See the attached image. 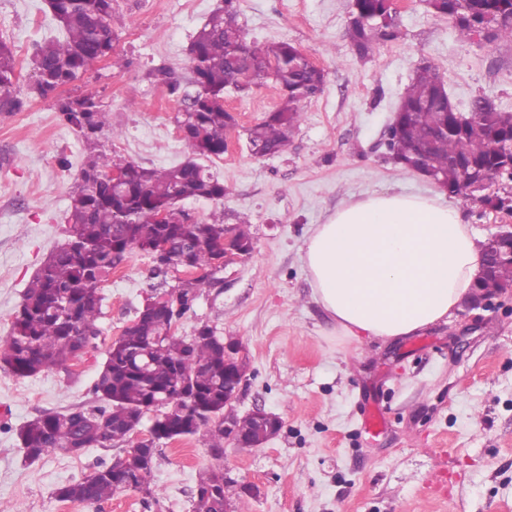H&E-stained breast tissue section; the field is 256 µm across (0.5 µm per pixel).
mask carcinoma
Segmentation results:
<instances>
[{
  "label": "carcinoma",
  "instance_id": "1",
  "mask_svg": "<svg viewBox=\"0 0 512 512\" xmlns=\"http://www.w3.org/2000/svg\"><path fill=\"white\" fill-rule=\"evenodd\" d=\"M426 2L433 13L455 18L463 38L475 35L478 22L492 35L512 41V25L498 23L499 16L512 15V0ZM49 6L64 37L37 46L32 62L41 78L28 86L29 99L49 98L58 86L77 79L102 49L112 48L114 0H49ZM398 36L391 0H350L347 37L359 57L369 54L375 40L393 41ZM188 54L194 93L161 72L167 93L184 103L175 123L190 158L176 167H145L98 149L100 137L118 133L93 97L58 104L63 120L97 151L81 168L70 195L64 240L33 275L9 334L0 336V363L20 377L67 369L90 343L82 330L93 329L102 313L101 284L134 250L152 259L149 278L157 284L148 298L168 291L177 297L152 311L140 307L134 324L109 347L93 383V394L105 405L78 406L28 422L19 430L25 455L35 461L57 451L79 455L95 445H121L143 410L180 389L192 397L189 412L157 422L150 444L136 449L125 466L100 467L79 482L57 488L56 496L63 501L96 504L111 498L120 486L151 494L153 458L165 438H197L209 448L224 447V428L211 426L208 420L232 405L236 385L245 377L246 363L231 354L216 328L203 324L190 336L172 333L174 321L192 308L210 282L199 279L172 287L169 279L186 261L209 267L227 234L233 245L251 247L249 232L224 225L216 213L207 221L187 214L179 224H156L153 213L176 199H224V182L200 160L223 156L226 133L236 124L224 107L226 92L268 78L279 86L281 104L247 132L251 152L268 156L288 144L302 118L301 104L322 91L324 73L304 63L302 51L287 41L259 46L243 37L237 0H224V6L211 14ZM24 105L17 92L14 54L0 40V112H17ZM471 111L472 116L458 112L434 69L420 67L396 109L402 122L393 131L388 153L396 166L424 171L474 205L502 209L508 197L468 192L464 176L489 175L507 166L512 113L493 108L485 114L480 99L474 100ZM124 164L130 167L128 178L112 182L108 171ZM160 236L173 243L167 256L154 253ZM235 426L241 448H251L259 440L258 419L247 414L237 418ZM192 512H215L208 489L200 483L192 496Z\"/></svg>",
  "mask_w": 512,
  "mask_h": 512
}]
</instances>
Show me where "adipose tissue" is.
Masks as SVG:
<instances>
[{
	"label": "adipose tissue",
	"mask_w": 512,
	"mask_h": 512,
	"mask_svg": "<svg viewBox=\"0 0 512 512\" xmlns=\"http://www.w3.org/2000/svg\"><path fill=\"white\" fill-rule=\"evenodd\" d=\"M304 264L338 331L390 340L451 316L472 291L481 251L454 205L392 190L315 225Z\"/></svg>",
	"instance_id": "1"
}]
</instances>
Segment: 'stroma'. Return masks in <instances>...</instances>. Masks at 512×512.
<instances>
[{
	"mask_svg": "<svg viewBox=\"0 0 512 512\" xmlns=\"http://www.w3.org/2000/svg\"><path fill=\"white\" fill-rule=\"evenodd\" d=\"M223 0H117L111 58L94 62L55 96L23 111L0 112V336L11 327L27 282L64 238L75 179L91 152L60 118L58 100L94 95L116 138L107 152L169 168L189 152L174 116L179 98L163 76L188 84V46ZM349 0H240L239 22L257 44L287 41L325 74L322 93L281 153L255 156L247 131L280 101L274 82L228 92L237 125L224 155L207 163L223 181V202L190 199L205 221L247 225L252 247L219 273L180 320L176 333L203 324L236 342L247 362L233 404L282 421L257 448L226 445L228 476L251 484L234 512H512V292L483 307L460 306L418 334L395 340L337 335L312 298L304 265L313 225L342 203L388 189L437 194L458 207L479 241L512 213L474 206L388 158L385 132L416 68L435 67L452 103L476 98L512 112V41L459 39L451 18L425 0H400V36L376 42L361 59L347 38ZM61 30L47 0H0V39L10 45L19 90L34 78L32 56ZM150 257L135 251L101 286L103 313L86 351L67 369L19 377L0 368V512H191L200 475L216 464L195 439L160 444L151 485L86 505L56 489L122 457L96 445L29 463L18 432L30 420L93 406L92 386L106 352L149 291ZM376 405L387 427L370 436L362 412Z\"/></svg>",
	"mask_w": 512,
	"mask_h": 512,
	"instance_id": "35a3bbf8",
	"label": "stroma"
}]
</instances>
